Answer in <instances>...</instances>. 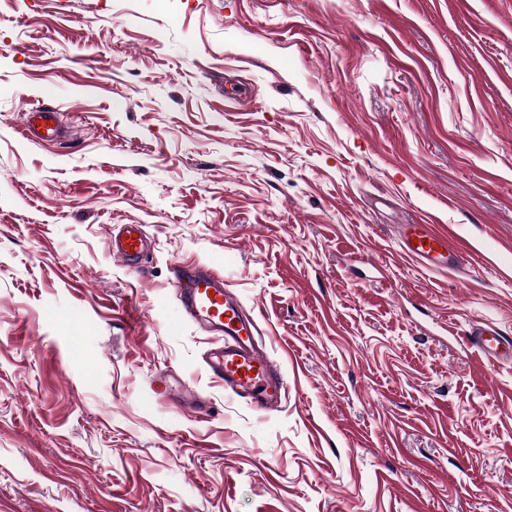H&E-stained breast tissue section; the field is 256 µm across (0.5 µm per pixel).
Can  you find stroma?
Returning a JSON list of instances; mask_svg holds the SVG:
<instances>
[{"label": "stroma", "instance_id": "obj_1", "mask_svg": "<svg viewBox=\"0 0 512 512\" xmlns=\"http://www.w3.org/2000/svg\"><path fill=\"white\" fill-rule=\"evenodd\" d=\"M39 106L57 141L20 136ZM428 218L447 270L400 250ZM189 260L256 310L278 410L205 373ZM488 319L512 0H0V512H512V364L458 336ZM136 233V238H133ZM112 258L125 267H139L148 253V239L141 224H122L109 239Z\"/></svg>", "mask_w": 512, "mask_h": 512}]
</instances>
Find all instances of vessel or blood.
Returning a JSON list of instances; mask_svg holds the SVG:
<instances>
[{
  "mask_svg": "<svg viewBox=\"0 0 512 512\" xmlns=\"http://www.w3.org/2000/svg\"><path fill=\"white\" fill-rule=\"evenodd\" d=\"M108 248L123 266H140L148 253L142 225H121L110 237ZM401 249L406 256L437 269L458 257L447 235L425 224L406 225ZM174 286L184 318L218 339L201 357L206 373L255 410L279 408L286 394L285 380L269 357L258 317L244 307L223 275L204 263L185 265L177 268ZM462 335L478 362L495 364L512 358V339L503 336L495 324L472 325ZM152 388L159 395L176 391L179 404L196 413L208 409L205 398L186 385L172 387L167 376H158Z\"/></svg>",
  "mask_w": 512,
  "mask_h": 512,
  "instance_id": "b4317fda",
  "label": "vessel or blood"
}]
</instances>
